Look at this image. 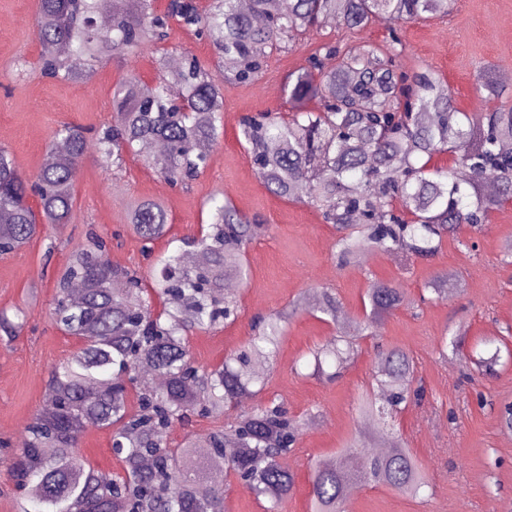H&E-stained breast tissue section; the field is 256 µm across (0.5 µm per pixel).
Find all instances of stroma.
<instances>
[{
    "label": "stroma",
    "mask_w": 512,
    "mask_h": 512,
    "mask_svg": "<svg viewBox=\"0 0 512 512\" xmlns=\"http://www.w3.org/2000/svg\"><path fill=\"white\" fill-rule=\"evenodd\" d=\"M37 8L38 0H0V146L28 175L37 172L55 146L53 133L61 123L94 131L110 122L112 88L124 75L136 73L144 87L154 88L161 55L121 56L86 84L53 82L36 68ZM323 33L340 47L366 41L383 48L391 35H398L402 70L438 72L456 107L471 114L491 106L488 92L477 83L479 70L494 77L512 69V0H456L448 16L397 26L376 20L360 32L330 21ZM319 42L302 40L270 56L255 82L221 80L224 136L207 170L190 185L172 184L140 153L127 155L119 170L102 166L95 153H88L77 166V203L70 223L50 225L30 244L0 258V309L23 305L31 310L20 336L0 340V439L18 445L24 425L43 406L51 370L76 348L74 339L50 319L53 277L68 263L73 247L93 229L111 240L114 264L145 270L149 253L166 250L169 238L199 235L201 219L209 214L206 201L220 193L264 230L246 249L250 278L232 295L237 320L216 331L194 332L189 350L197 366L222 363L251 340L256 316L290 312L280 349L267 367V395L302 423L288 457L294 491L278 512H308L312 462L336 457L365 430L356 405L372 390L380 345L401 348L416 363L426 398L401 414L396 432L412 448L429 485L412 499L384 486L358 484L348 500L350 512H512V432L502 430L498 421L499 408L512 403V362H500L487 375L467 356L477 341L498 339L512 326V266L501 263L512 249V204L492 210L482 230L466 228L446 240L433 257L372 252L340 265L335 229L312 206L266 189L238 126L245 114L288 111L285 82L307 66ZM163 48L172 58L195 55L210 76L221 73L211 44L177 23H170ZM137 199L163 203L171 219L168 238L157 240L148 253L127 229L129 206ZM456 271L461 280L449 298L430 290L433 279ZM374 280L400 285L406 303L371 327L342 372L328 363L324 375H314L311 352L330 345L335 330L309 296L335 292L343 312L359 322ZM457 336L464 353L445 351V340ZM79 450L99 473L120 469L105 431L87 429Z\"/></svg>",
    "instance_id": "stroma-1"
}]
</instances>
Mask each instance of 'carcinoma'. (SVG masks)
Returning a JSON list of instances; mask_svg holds the SVG:
<instances>
[{
  "mask_svg": "<svg viewBox=\"0 0 512 512\" xmlns=\"http://www.w3.org/2000/svg\"><path fill=\"white\" fill-rule=\"evenodd\" d=\"M452 0H169L164 16L153 0H38L36 35L41 74L61 83H86L105 60L144 52L167 39L169 20L212 44L217 64L242 83L259 79L267 59L286 43L321 32L339 17L347 28L366 29L379 15L396 23L446 15ZM398 36L378 49L370 44L341 50L321 43L309 64L290 75L284 94L291 114L263 112L239 119L240 134L266 188L291 201L307 199L336 230L341 260L367 252L404 251L431 257L467 226L482 229L491 210L512 202V105L471 116L454 106L440 76L400 69ZM338 58L329 68L326 60ZM181 94L168 81L140 90L126 75L112 91V122L87 136L63 124L55 137L68 152L32 176L22 174L10 150L0 146V256L29 244L51 224L68 223L75 209L72 171L89 150L105 167L119 169L148 140L165 153L148 163L175 185L204 173L210 151L224 135V93L194 56L166 64ZM455 155L449 168L432 158ZM38 208H33L32 201ZM400 201L403 211L394 207ZM209 222L198 237L157 259L149 276L112 264L107 242L96 235L77 247L57 276L52 319L81 347L49 376L51 411L38 412L13 450L10 478L20 512L34 502L41 512H224V477L277 507L293 491L285 459L297 423L274 399L260 400L266 366L275 357L287 318L258 319L247 347L208 370L194 366L190 334L214 330L236 316L224 296L227 277L248 273L246 246L259 227L235 206L213 196ZM169 214L155 200L131 205L130 230L146 244L169 230ZM120 281L117 289L113 283ZM82 286L81 296L72 293ZM371 314L404 301L401 290L374 282L367 290ZM336 295L324 292L319 311L340 322ZM25 306L0 309V333L13 340L29 323ZM370 323L339 330L332 347L313 354L314 372L325 374L358 353ZM373 377L382 398L362 399V418L383 434L411 399L413 359L399 348L378 353ZM255 399L247 413L236 411ZM191 414L220 421L210 433L172 448L167 437ZM108 428L121 469L103 481L78 444L89 425ZM148 459L151 467L141 461ZM391 487L417 498L428 479L401 440L382 455L348 448L329 465L315 463L309 512H347L352 482Z\"/></svg>",
  "mask_w": 512,
  "mask_h": 512,
  "instance_id": "carcinoma-1",
  "label": "carcinoma"
}]
</instances>
